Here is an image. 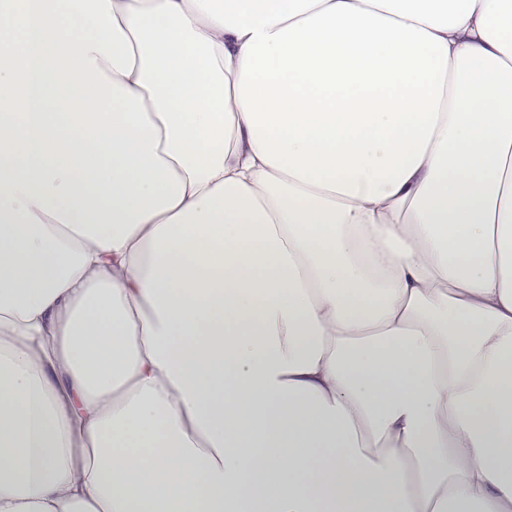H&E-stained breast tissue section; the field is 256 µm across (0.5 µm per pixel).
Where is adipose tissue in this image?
I'll return each instance as SVG.
<instances>
[{
    "instance_id": "ef3b65f1",
    "label": "adipose tissue",
    "mask_w": 512,
    "mask_h": 512,
    "mask_svg": "<svg viewBox=\"0 0 512 512\" xmlns=\"http://www.w3.org/2000/svg\"><path fill=\"white\" fill-rule=\"evenodd\" d=\"M0 512H512V0H0Z\"/></svg>"
}]
</instances>
